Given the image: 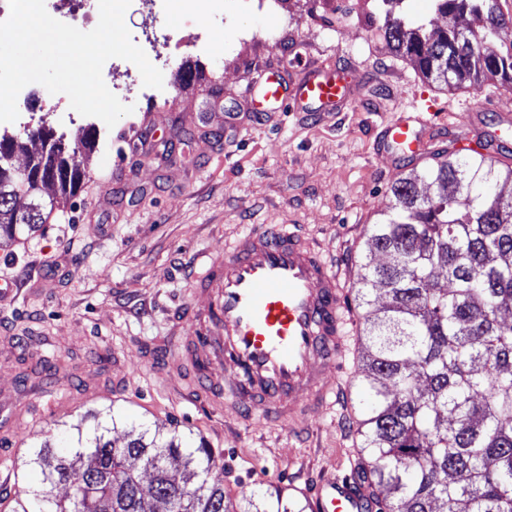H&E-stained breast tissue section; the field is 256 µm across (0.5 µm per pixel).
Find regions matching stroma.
<instances>
[{"instance_id":"stroma-1","label":"stroma","mask_w":512,"mask_h":512,"mask_svg":"<svg viewBox=\"0 0 512 512\" xmlns=\"http://www.w3.org/2000/svg\"><path fill=\"white\" fill-rule=\"evenodd\" d=\"M351 0L320 20L322 0H207L193 18L169 0L163 20L127 9L130 34L165 25L174 37L196 23L223 21L210 51L183 48L163 68V99L143 96L100 138L85 161L78 194L54 211L45 229L0 254V279L25 287L0 306V393L25 408L23 421L0 431V455L17 477H0V498L39 488L30 453L44 442L62 448L74 425L92 428L119 414L111 438L177 429L183 447L207 446L224 457V494L238 506L273 487L293 497L318 476L354 468L356 419L351 408L357 350L329 371L332 411L307 415L300 429L255 416L237 427L201 400L193 370L167 374L169 318L185 309L197 260L219 257L254 224H293L330 259L353 288L367 250V229L390 200V188L424 161L393 163L376 147L384 121L415 110L436 115L430 150L467 133L465 117L481 107L488 131L512 114V87L487 81L458 91L425 80L393 53L377 28L382 0L353 14ZM304 40L308 64L345 68L356 89L341 112L283 113L259 122L244 91L261 69L283 64V51ZM202 67L205 81L180 89L181 66ZM47 123L66 143L86 123L77 112L20 113L10 133ZM133 177L106 179L114 167Z\"/></svg>"}]
</instances>
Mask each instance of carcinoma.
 <instances>
[{"mask_svg": "<svg viewBox=\"0 0 512 512\" xmlns=\"http://www.w3.org/2000/svg\"><path fill=\"white\" fill-rule=\"evenodd\" d=\"M432 2L442 16H465L467 27L429 30L389 15L391 49L456 90L512 85L501 0ZM96 142L91 126L78 143L58 137L29 157L58 187L47 202L43 181L19 179L0 159V248L39 231L45 211L76 194L79 157ZM432 160L391 187L354 288L366 353L352 402L356 473L377 512H512V324L502 317L512 306V166L475 152L437 150ZM118 425L113 415L91 434L76 428L64 456L39 447L42 486L11 500L9 512H237L211 449L181 447L174 429L117 447L108 434ZM58 486L64 495L54 494ZM304 508L276 489L242 512Z\"/></svg>", "mask_w": 512, "mask_h": 512, "instance_id": "1", "label": "carcinoma"}]
</instances>
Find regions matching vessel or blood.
<instances>
[{
    "instance_id": "vessel-or-blood-1",
    "label": "vessel or blood",
    "mask_w": 512,
    "mask_h": 512,
    "mask_svg": "<svg viewBox=\"0 0 512 512\" xmlns=\"http://www.w3.org/2000/svg\"><path fill=\"white\" fill-rule=\"evenodd\" d=\"M254 110L329 112L352 99L355 90L342 68L304 67L286 84L263 73L252 84ZM425 113L383 124L378 141L395 160L423 155ZM477 153L512 152V140L473 127ZM185 314L194 334L173 368L220 364L234 375L224 407L238 422L250 421L256 403L278 421L296 425L301 416L330 407L327 372L338 364L354 333V320L339 278L309 241L287 224H255L205 261L196 275ZM306 512H372L367 489L354 475L331 473L304 489Z\"/></svg>"
}]
</instances>
